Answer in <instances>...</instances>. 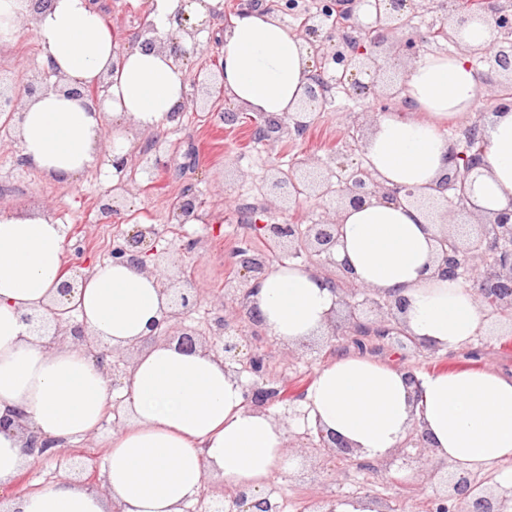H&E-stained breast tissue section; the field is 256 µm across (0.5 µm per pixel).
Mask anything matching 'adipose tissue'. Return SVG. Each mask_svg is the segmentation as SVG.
I'll return each mask as SVG.
<instances>
[{
    "label": "adipose tissue",
    "instance_id": "obj_1",
    "mask_svg": "<svg viewBox=\"0 0 512 512\" xmlns=\"http://www.w3.org/2000/svg\"><path fill=\"white\" fill-rule=\"evenodd\" d=\"M224 0H150L159 35L184 47L189 37L174 17L204 21ZM31 21L41 65L62 83L107 81L99 105L45 90L27 99L16 124L20 155L46 179L76 184L96 169L105 185L111 164L126 154L133 133L159 134L187 101L188 64L163 44L120 47L92 0H50L32 11L30 0H0V45L15 42ZM460 52L426 54L407 70L401 111L375 116L363 164L384 187L426 197L451 167L450 120L473 110L483 75L471 58L493 44L488 25L469 21ZM224 88L252 113L296 111L312 73L307 43L274 13L237 15L220 37ZM487 142L474 173L469 206L486 217L512 200V109L491 113ZM334 250L357 285L405 299L400 324L428 350L452 352L486 328L473 290L439 277L437 239L443 225L408 201L374 197L344 207ZM68 263L67 227L42 211H0V416L19 424L0 432V512H186L204 484L263 493L287 475L295 457L287 425L272 410L247 405L245 381L201 349L155 341L151 326L168 309L158 274L104 260L84 269L73 300L89 336L123 351L143 344L130 367L119 411L123 425L107 444L102 488L69 477L14 491L35 462L24 451L30 436L64 446L92 437L112 401L103 367L80 344L49 341L29 319L49 317ZM341 292L315 268L274 265L253 304L268 334L293 346L321 334ZM305 422L346 440L359 459L379 463L419 430L432 462L474 475L512 463V376L488 369L439 370L411 381L407 371L361 355L336 358L317 369L301 400Z\"/></svg>",
    "mask_w": 512,
    "mask_h": 512
}]
</instances>
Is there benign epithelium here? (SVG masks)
I'll return each instance as SVG.
<instances>
[{
	"label": "benign epithelium",
	"instance_id": "1",
	"mask_svg": "<svg viewBox=\"0 0 512 512\" xmlns=\"http://www.w3.org/2000/svg\"><path fill=\"white\" fill-rule=\"evenodd\" d=\"M357 4L358 0H323L316 11L305 16L299 34L308 44L315 62L311 83L298 105V112L281 117L257 114L251 119L252 131L262 142L305 138L316 113L325 104L321 89L331 80L345 92L369 98L380 106L381 111H386L387 101L398 90L389 76L393 57L416 58L432 38L454 43L458 29L477 16L496 33V51L486 59L489 69L508 76L507 86H512V12L497 6L494 0H476L474 8L456 5L448 18L441 19L438 28L426 33L413 24L418 0H370L372 21L369 23L359 19ZM208 65L207 72L193 79L189 97L192 104L212 105L221 100L217 92L224 90V64L218 51L209 55ZM364 74L371 75L370 82L360 80ZM40 76L39 80L28 78L21 84L14 78L7 84L0 80V110L9 115V122L0 127L1 144L14 140L15 115L23 98L51 88L97 104L104 99L108 88L104 81L66 87L58 78L50 84L46 78L53 76V72L44 66ZM451 152L454 167L435 187L436 194L423 201L443 223L447 222L448 213L468 210L467 182L480 160V155H468L455 143L451 144ZM332 164L338 169L334 183L323 176V170ZM112 166L117 170L118 180L102 196L99 206L100 215L108 219L117 214L115 203L130 191L136 174L142 173L154 182L169 172L170 161L161 141L155 139L151 149L136 156L127 153L113 157ZM263 188L267 205L282 214L313 198L326 210L328 219L322 224H289L285 221L268 224L257 218L249 220V229L267 244V249H256L252 254L239 248L235 250L237 274L224 282V303L231 305V311L216 315L202 328L183 324L186 315L199 303L198 293L190 280H183L177 287L166 275L167 250L158 248L161 232L156 226L134 225L113 247L112 260L136 263L145 268L150 266L152 271L159 273L163 291L170 295V310L156 324L155 336H174L185 350L202 348L211 351L224 360V369L238 375L250 372L257 381L246 386V402L261 410L281 403L293 417L298 415L294 410L297 395L268 383V353L257 345L248 344L237 333L238 322L262 326L256 309L249 305L250 297L258 292L260 282L279 261L278 252L286 251L289 257L302 258L312 266L334 268L331 279L340 290L361 295L363 302L370 304V309L376 312L375 319L362 320L352 315L349 333L354 335L356 343H363L365 336L400 340L405 332L398 327V314L405 307L404 299L392 298L353 283L348 270L334 259L333 248L340 228L337 216L345 205L359 207L377 196L391 200L402 196L413 200L415 194L410 190L381 186L359 160L349 158L343 151L332 155L326 163L316 157L302 158L288 172L279 169L264 178ZM197 208V196L187 185L178 195L177 203L170 207V217L182 224ZM439 244L437 273L440 276L470 285L483 306L512 313V202L481 221L472 232H463L457 225L448 229ZM73 312L75 307L72 306L55 313L52 327L40 317L30 316L27 321L35 323V329L41 335L48 334L52 328L55 336L63 333L71 336L98 359L112 356V353L98 351L88 343L85 327L75 320ZM319 447L345 459L354 455L353 448L338 436H321ZM446 483V493L432 499L430 512H506L505 499L486 490L469 475L450 473ZM219 495V490L202 493L195 512H214L213 504L219 502ZM221 512H282V506L271 491L259 498L247 489H238L224 499Z\"/></svg>",
	"mask_w": 512,
	"mask_h": 512
}]
</instances>
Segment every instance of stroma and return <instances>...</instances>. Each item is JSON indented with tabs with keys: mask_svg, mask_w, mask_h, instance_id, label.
<instances>
[{
	"mask_svg": "<svg viewBox=\"0 0 512 512\" xmlns=\"http://www.w3.org/2000/svg\"><path fill=\"white\" fill-rule=\"evenodd\" d=\"M146 0H100L103 14L126 37L138 28ZM39 49L31 24H24L14 45L0 48V75L12 76L20 68L38 66ZM375 106L371 100L337 93L326 103L305 138L273 145L250 140V114L241 112L239 122L227 126L204 105L187 106L178 124L160 139L171 160V168L150 189L136 188L128 195L114 219L103 221L98 202L105 188L98 172L85 175L80 184L67 187L44 179L30 169H19L18 145L0 148V207L10 210H44L68 227L67 245L71 263L89 266L110 258L112 249L132 223L161 228L163 247L177 251L183 241L195 239L194 255L182 261L186 276L199 289L200 304L191 325L224 310V281L234 276L233 252L244 233L237 202L242 194L261 187L268 169H288L308 154L327 158L344 146L349 126L360 120L370 127ZM192 185L206 214L223 215L220 224H179L169 219V204L183 186ZM489 329L483 335L449 353H436L421 346H401L390 340L374 343L372 358L418 374L442 369L487 368L512 375V315L487 312ZM269 350L267 373L277 381L311 383L317 368L338 356L356 352L351 337L320 336L295 347L265 338ZM113 426L104 420L93 437L71 445L83 465L80 478L98 486ZM427 452L420 442L399 448L384 463L365 467L321 450L301 454L298 468L287 479L272 481L271 487L285 505V512H301L305 502L327 496L376 497L394 512H429L430 501L440 490L427 476Z\"/></svg>",
	"mask_w": 512,
	"mask_h": 512,
	"instance_id": "1",
	"label": "stroma"
}]
</instances>
